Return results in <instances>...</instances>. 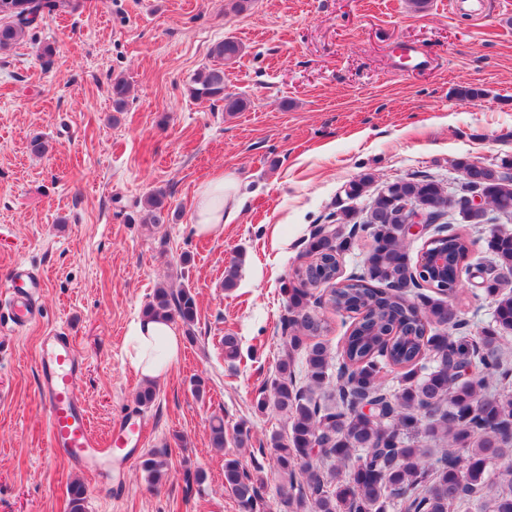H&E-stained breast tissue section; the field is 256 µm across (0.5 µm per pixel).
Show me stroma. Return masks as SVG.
Listing matches in <instances>:
<instances>
[{
	"label": "stroma",
	"instance_id": "obj_1",
	"mask_svg": "<svg viewBox=\"0 0 512 512\" xmlns=\"http://www.w3.org/2000/svg\"><path fill=\"white\" fill-rule=\"evenodd\" d=\"M244 46L226 68L241 112L198 102L194 73L224 39ZM51 43V61L40 47ZM414 49L422 65L404 55ZM130 85L112 109L113 78ZM482 89L462 98L458 88ZM47 150L37 155L33 141ZM467 158L512 161V0H85L47 17L0 53V282L17 267L41 275L38 315L12 332L0 300V512H70L83 482L85 512H239L224 488V457L267 462L282 417L255 412L281 355L280 317L314 225L364 213L350 181L372 174L370 194L397 177L458 182ZM241 185L222 236L196 235L194 191L216 169ZM168 213L146 222L148 194ZM236 267L233 288L224 272ZM457 304L479 332L490 305L469 271ZM196 295L194 326L179 327L182 355L147 408L124 353L128 324L155 289ZM55 328L87 369L77 385L93 430L142 417L143 450L168 454L170 476L150 488L139 466L105 465L100 477L56 457L39 392V350ZM242 357H224V334ZM203 380V394L194 383ZM247 423L249 451L210 445L209 423ZM204 470L202 486L186 475Z\"/></svg>",
	"mask_w": 512,
	"mask_h": 512
}]
</instances>
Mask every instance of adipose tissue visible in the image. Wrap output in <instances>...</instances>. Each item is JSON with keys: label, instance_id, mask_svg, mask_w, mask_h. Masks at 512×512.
Masks as SVG:
<instances>
[{"label": "adipose tissue", "instance_id": "ef3b65f1", "mask_svg": "<svg viewBox=\"0 0 512 512\" xmlns=\"http://www.w3.org/2000/svg\"><path fill=\"white\" fill-rule=\"evenodd\" d=\"M239 182L232 173H217L202 181L193 202V222L198 234L223 233L239 209ZM181 340L165 318L142 316L127 330L126 356L129 365L146 382L161 379L179 361Z\"/></svg>", "mask_w": 512, "mask_h": 512}]
</instances>
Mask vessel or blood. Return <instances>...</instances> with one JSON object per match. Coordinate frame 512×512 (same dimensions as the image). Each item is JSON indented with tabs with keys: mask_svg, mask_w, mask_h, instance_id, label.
I'll return each mask as SVG.
<instances>
[{
	"mask_svg": "<svg viewBox=\"0 0 512 512\" xmlns=\"http://www.w3.org/2000/svg\"><path fill=\"white\" fill-rule=\"evenodd\" d=\"M44 283L40 276L15 269L0 293L7 295L15 326H25L33 317L34 303ZM40 386L47 409L51 448L75 466L93 470L96 462L124 457L126 463L136 460L127 452L130 440L144 442L147 425H139L136 433L119 427L117 433L97 435L90 426L75 387L85 372V362L76 351L66 331L54 329L42 338L40 349Z\"/></svg>",
	"mask_w": 512,
	"mask_h": 512,
	"instance_id": "b4317fda",
	"label": "vessel or blood"
}]
</instances>
